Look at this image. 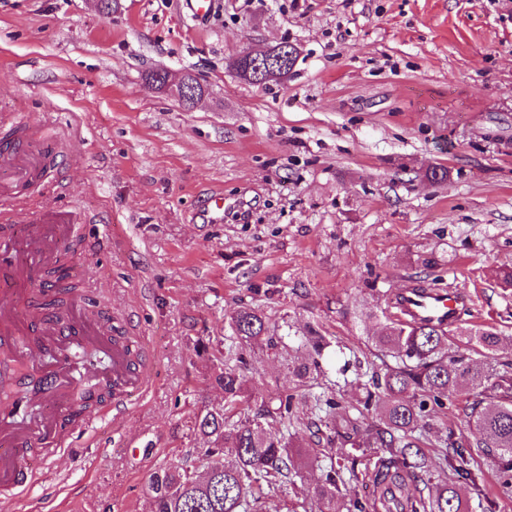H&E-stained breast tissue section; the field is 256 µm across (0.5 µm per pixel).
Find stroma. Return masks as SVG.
I'll return each mask as SVG.
<instances>
[{
    "label": "stroma",
    "instance_id": "stroma-1",
    "mask_svg": "<svg viewBox=\"0 0 512 512\" xmlns=\"http://www.w3.org/2000/svg\"><path fill=\"white\" fill-rule=\"evenodd\" d=\"M181 4L0 0V113L71 151L30 204L91 214L96 255L77 278L156 356L143 394L37 459L40 480L5 512H151L155 469H203L194 419L224 403L211 376L245 304L272 323L246 395H297L288 432L307 461L267 512H312L327 471H344L310 404L362 398L389 297L419 283L469 293L460 326L512 349V0H220L202 25ZM281 41L300 49L284 83L229 70L243 47ZM158 68L205 95L186 108L148 89ZM433 167L447 180L427 181ZM312 329L328 346L301 379L288 367L308 363ZM473 471L469 512H512V480L483 456Z\"/></svg>",
    "mask_w": 512,
    "mask_h": 512
}]
</instances>
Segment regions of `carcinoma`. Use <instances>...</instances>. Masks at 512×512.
<instances>
[{
	"mask_svg": "<svg viewBox=\"0 0 512 512\" xmlns=\"http://www.w3.org/2000/svg\"><path fill=\"white\" fill-rule=\"evenodd\" d=\"M72 267L58 266L43 287L67 293ZM229 326L238 348L229 352V362L219 369L215 382L224 391V406L207 409L195 418L194 430L215 443L201 449L211 461L197 475L181 465L153 472L148 482L153 512H263L262 500L277 495L292 470L302 465L300 453L291 448L284 429L293 420L295 397L279 394L261 400L260 411L245 412L243 393L247 350L267 335L265 314L251 306L240 307ZM374 347L396 358L372 373L364 397L358 401L362 418L376 414L381 427H366L362 446L377 449L378 462L372 475V512H468L457 485L464 475L476 482L470 469L473 454L460 450L453 434H443L428 419L429 406H442L450 395H466L472 402L465 409L466 426L480 434L477 448L495 449L499 468L512 472V360L499 352L492 329L453 330L431 322L392 320L373 338ZM483 350L485 362L471 358ZM331 418L325 423L330 447H336L338 423L349 422L347 412L334 398L325 400ZM274 417L283 430L265 426ZM452 450L444 456L453 474L425 495L418 487L427 471L428 448ZM340 486L329 473L317 488L318 512H338Z\"/></svg>",
	"mask_w": 512,
	"mask_h": 512,
	"instance_id": "1",
	"label": "carcinoma"
}]
</instances>
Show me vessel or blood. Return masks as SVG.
I'll use <instances>...</instances> for the list:
<instances>
[{
    "label": "vessel or blood",
    "mask_w": 512,
    "mask_h": 512,
    "mask_svg": "<svg viewBox=\"0 0 512 512\" xmlns=\"http://www.w3.org/2000/svg\"><path fill=\"white\" fill-rule=\"evenodd\" d=\"M18 137L0 144V485L22 497L35 484L32 449L70 447L71 406L80 382L109 389L114 407L145 390L153 364L134 331L114 335L98 317L86 289L74 290L71 315L55 318L39 308L45 270L64 258L81 236L86 215L56 208L16 213L18 203L44 186L67 147L60 136L22 124ZM462 293L416 285L395 297L405 321L456 325Z\"/></svg>",
    "instance_id": "1"
}]
</instances>
